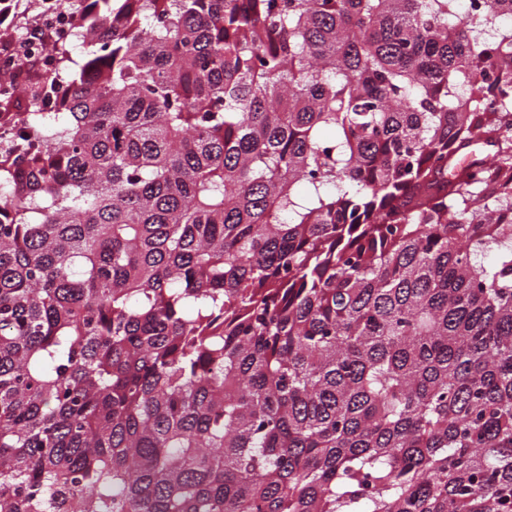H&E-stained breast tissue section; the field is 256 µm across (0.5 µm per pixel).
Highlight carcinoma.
<instances>
[{
    "label": "carcinoma",
    "mask_w": 512,
    "mask_h": 512,
    "mask_svg": "<svg viewBox=\"0 0 512 512\" xmlns=\"http://www.w3.org/2000/svg\"><path fill=\"white\" fill-rule=\"evenodd\" d=\"M65 2L0 512H512V0Z\"/></svg>",
    "instance_id": "obj_1"
}]
</instances>
